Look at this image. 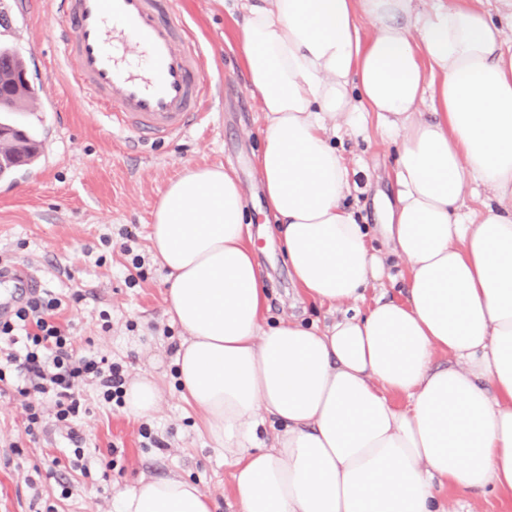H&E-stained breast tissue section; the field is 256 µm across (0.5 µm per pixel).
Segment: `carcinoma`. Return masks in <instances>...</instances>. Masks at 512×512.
I'll return each instance as SVG.
<instances>
[{
    "label": "carcinoma",
    "instance_id": "1",
    "mask_svg": "<svg viewBox=\"0 0 512 512\" xmlns=\"http://www.w3.org/2000/svg\"><path fill=\"white\" fill-rule=\"evenodd\" d=\"M38 89L31 83L24 86L23 91L18 96L0 95V113H5L6 117L0 121V133L9 134L15 141L14 151L17 157H5L0 160V177L12 175L18 167L16 158H27L28 165H34L39 154L37 148L43 144V140L38 134V130L25 125L19 121L10 118V114L26 111V102L36 97Z\"/></svg>",
    "mask_w": 512,
    "mask_h": 512
}]
</instances>
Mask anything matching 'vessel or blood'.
Returning a JSON list of instances; mask_svg holds the SVG:
<instances>
[{
    "mask_svg": "<svg viewBox=\"0 0 512 512\" xmlns=\"http://www.w3.org/2000/svg\"><path fill=\"white\" fill-rule=\"evenodd\" d=\"M56 13L63 53L77 62L74 81L113 129L165 142L206 120V58L171 0H58ZM127 42L139 60L126 56ZM38 286L27 267H0V317Z\"/></svg>",
    "mask_w": 512,
    "mask_h": 512,
    "instance_id": "vessel-or-blood-1",
    "label": "vessel or blood"
}]
</instances>
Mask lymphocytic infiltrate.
Here are the masks:
<instances>
[{"label": "lymphocytic infiltrate", "instance_id": "1", "mask_svg": "<svg viewBox=\"0 0 512 512\" xmlns=\"http://www.w3.org/2000/svg\"><path fill=\"white\" fill-rule=\"evenodd\" d=\"M64 306L54 292L38 289L17 302L9 319L0 320V387L23 398L48 396L73 442L78 438L70 428L80 411L78 386L96 382L102 401L109 404L122 401L125 377L117 363L77 354L69 329L59 320Z\"/></svg>", "mask_w": 512, "mask_h": 512}]
</instances>
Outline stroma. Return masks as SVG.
Wrapping results in <instances>:
<instances>
[{"label":"stroma","mask_w":512,"mask_h":512,"mask_svg":"<svg viewBox=\"0 0 512 512\" xmlns=\"http://www.w3.org/2000/svg\"><path fill=\"white\" fill-rule=\"evenodd\" d=\"M243 2L174 0L208 59L212 117L176 141L131 147L73 82L72 65L56 46L54 0H39L30 12L0 0L12 19L7 42L40 88L28 108L42 119L46 153L40 166L0 181V262L27 266L42 287L68 296L60 321L79 353L112 359L128 379L151 376L162 394L157 412L134 418L124 407L102 402L96 383L82 384L73 423L84 451L80 469L71 468L67 441L52 415L30 439L22 401L0 395V512H114L120 490L143 477L173 473L208 492L215 512H237L224 452L201 431L200 415L176 381L182 337L165 312L167 273L150 250L152 213L187 167L222 166L244 185L270 319L294 317L322 327L340 316L302 295L278 237L264 231L269 217L255 168L263 120L238 43ZM333 144L360 186L347 197V208L358 223H384L396 196L397 145L373 130L339 133ZM134 253L143 258L147 278L132 288L125 277ZM144 426L162 447H146L139 434ZM439 497L447 512H512V498L491 487L472 495L448 486Z\"/></svg>","instance_id":"35a3bbf8"}]
</instances>
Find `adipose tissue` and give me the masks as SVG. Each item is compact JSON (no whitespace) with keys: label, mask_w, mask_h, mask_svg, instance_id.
Returning <instances> with one entry per match:
<instances>
[{"label":"adipose tissue","mask_w":512,"mask_h":512,"mask_svg":"<svg viewBox=\"0 0 512 512\" xmlns=\"http://www.w3.org/2000/svg\"><path fill=\"white\" fill-rule=\"evenodd\" d=\"M497 2L247 6L244 64L265 117L257 169L294 283L335 309L384 277L386 255L408 278L404 300L324 329L267 325L235 172L191 166L169 184L149 238L184 332L178 380L233 463L239 512H445L439 483L512 495V0ZM363 16L377 26L368 39ZM341 126L399 145L386 253L343 206L353 185L330 144ZM474 184L485 194L476 215L462 209ZM160 398L138 376L125 409L147 417ZM269 418L281 429L267 446ZM117 512L214 502L174 474L120 492Z\"/></svg>","instance_id":"ef3b65f1"}]
</instances>
